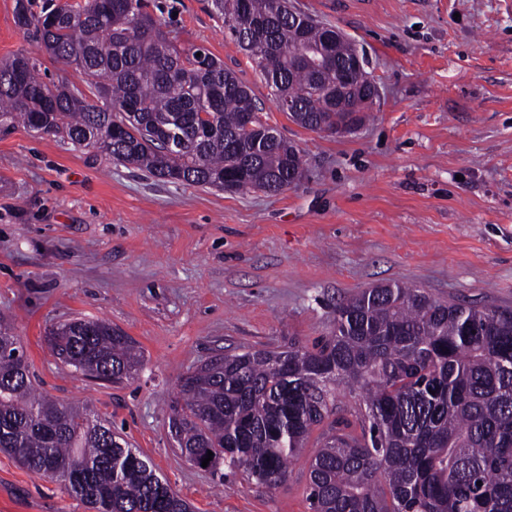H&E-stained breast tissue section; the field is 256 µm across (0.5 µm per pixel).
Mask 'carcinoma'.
Returning <instances> with one entry per match:
<instances>
[{"instance_id": "obj_1", "label": "carcinoma", "mask_w": 512, "mask_h": 512, "mask_svg": "<svg viewBox=\"0 0 512 512\" xmlns=\"http://www.w3.org/2000/svg\"><path fill=\"white\" fill-rule=\"evenodd\" d=\"M207 3L294 123L365 122L359 76L336 92V70L360 54L336 28L288 13V0ZM14 18L37 52L82 79L48 83L27 54L0 60L1 128L95 148L166 183L278 193L302 180V154L272 134L251 89L207 50L179 51L145 0L51 2L38 15L16 0ZM47 338L87 379L121 383L142 363L102 320ZM32 377L19 339L0 331V451L64 482L91 512H192L111 423L37 391ZM342 394L355 406L341 407ZM171 411L187 461L210 451L207 471L269 491L323 427L310 512H512V311L377 285L337 304L330 335L310 346L290 338L197 366Z\"/></svg>"}]
</instances>
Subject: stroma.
Wrapping results in <instances>:
<instances>
[{
	"label": "stroma",
	"instance_id": "1",
	"mask_svg": "<svg viewBox=\"0 0 512 512\" xmlns=\"http://www.w3.org/2000/svg\"><path fill=\"white\" fill-rule=\"evenodd\" d=\"M363 50L379 99L347 134L280 112L207 0H148L184 50L207 49L261 101L308 176L280 193L155 181L95 149L0 130V329L38 388L89 406L194 512H309V457L269 491L195 468L169 405L217 354L329 335L338 302L380 283L512 310V0H291ZM0 0V59L35 51ZM99 319L143 365L121 385L53 355L51 327ZM0 512H90L0 451Z\"/></svg>",
	"mask_w": 512,
	"mask_h": 512
}]
</instances>
